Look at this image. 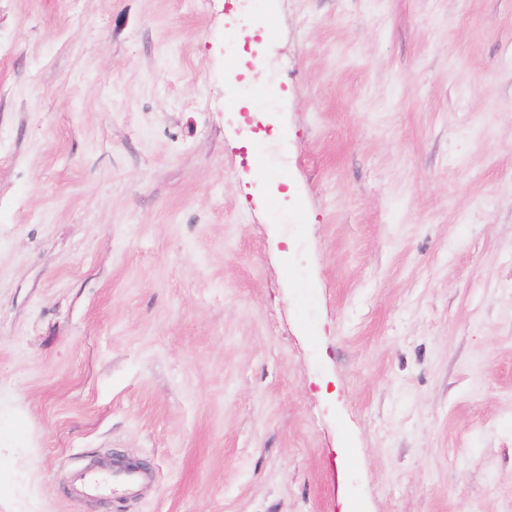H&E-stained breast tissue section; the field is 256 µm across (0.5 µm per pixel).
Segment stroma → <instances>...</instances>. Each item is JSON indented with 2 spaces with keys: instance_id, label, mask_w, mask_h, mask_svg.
Returning <instances> with one entry per match:
<instances>
[{
  "instance_id": "obj_1",
  "label": "stroma",
  "mask_w": 512,
  "mask_h": 512,
  "mask_svg": "<svg viewBox=\"0 0 512 512\" xmlns=\"http://www.w3.org/2000/svg\"><path fill=\"white\" fill-rule=\"evenodd\" d=\"M0 512H512V0H0ZM140 478L141 472L138 470L112 473V476L89 472L85 475V486L90 495L99 498L130 496Z\"/></svg>"
}]
</instances>
